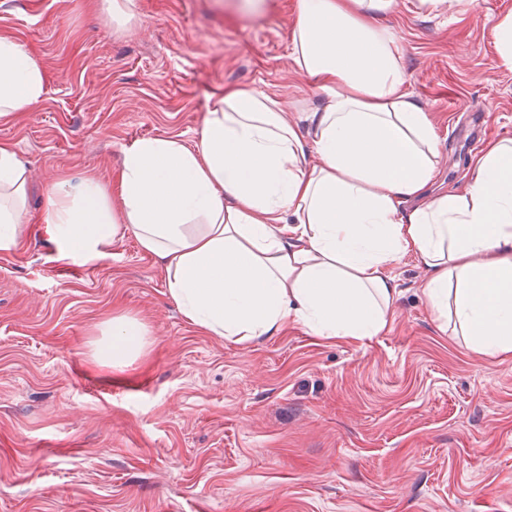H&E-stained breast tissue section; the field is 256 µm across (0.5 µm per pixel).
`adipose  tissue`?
<instances>
[{
	"mask_svg": "<svg viewBox=\"0 0 512 512\" xmlns=\"http://www.w3.org/2000/svg\"><path fill=\"white\" fill-rule=\"evenodd\" d=\"M396 0H298L296 68L321 92L288 121L280 102L225 88L193 144L150 137L123 152L119 195L83 177L53 184L45 223L59 259L93 262L133 232L199 330L254 344L299 324L360 341L393 321L396 269H423L432 319L484 359L512 356V139L474 154L460 188L436 193L438 134L407 89L387 23ZM46 74L0 37V117L41 102ZM28 176L0 142V251L28 215ZM100 358L144 350L140 321L113 316Z\"/></svg>",
	"mask_w": 512,
	"mask_h": 512,
	"instance_id": "obj_1",
	"label": "adipose tissue"
}]
</instances>
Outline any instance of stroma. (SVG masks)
I'll return each mask as SVG.
<instances>
[{
	"label": "stroma",
	"mask_w": 512,
	"mask_h": 512,
	"mask_svg": "<svg viewBox=\"0 0 512 512\" xmlns=\"http://www.w3.org/2000/svg\"><path fill=\"white\" fill-rule=\"evenodd\" d=\"M113 32L89 0H0V37L47 75L44 100L0 118L27 167L28 222L0 252V512H512V358L486 361L441 332L412 260L389 330L313 341L292 324L259 344L181 314L134 234L73 268L43 220L56 181L115 189L136 140L192 143L226 86L289 116L320 92L290 58L297 0L234 15L215 0H136ZM512 0H397L388 23L408 89L436 126L433 188L463 186L484 141L512 137V69L493 18ZM138 317L144 356L96 355L113 315Z\"/></svg>",
	"instance_id": "1"
}]
</instances>
